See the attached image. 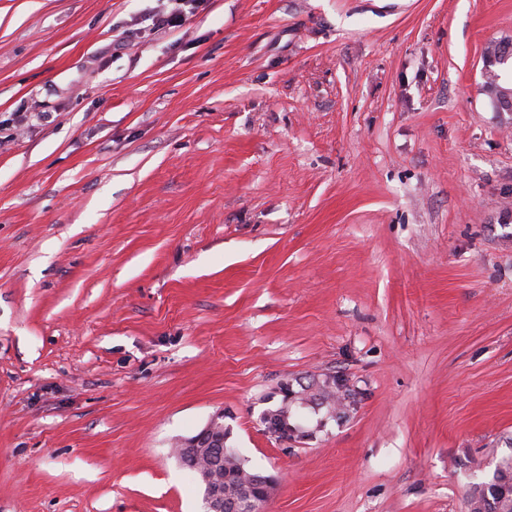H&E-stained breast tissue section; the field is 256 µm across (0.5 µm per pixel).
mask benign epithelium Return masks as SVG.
<instances>
[{"instance_id":"benign-epithelium-1","label":"benign epithelium","mask_w":512,"mask_h":512,"mask_svg":"<svg viewBox=\"0 0 512 512\" xmlns=\"http://www.w3.org/2000/svg\"><path fill=\"white\" fill-rule=\"evenodd\" d=\"M490 68H485L482 91L494 93L504 104L512 108V87L508 88L501 78L491 80ZM212 441L224 442V413L214 416L196 435L178 445L177 457L194 460L193 469L203 487L205 512H262L273 490V480L266 475L255 476L233 465L219 469L200 462L204 448Z\"/></svg>"}]
</instances>
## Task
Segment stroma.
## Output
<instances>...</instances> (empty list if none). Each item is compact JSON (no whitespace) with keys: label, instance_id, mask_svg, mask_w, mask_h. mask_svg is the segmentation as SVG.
<instances>
[{"label":"stroma","instance_id":"1","mask_svg":"<svg viewBox=\"0 0 512 512\" xmlns=\"http://www.w3.org/2000/svg\"><path fill=\"white\" fill-rule=\"evenodd\" d=\"M0 0V512H469L512 460V0ZM287 410L288 434L264 424ZM199 1L204 0H169L172 2L173 7L168 10V6H164L155 14V23L161 29L181 30L184 28L189 20V15L194 13V10L200 4ZM188 7V9H186ZM224 415L219 413L193 437L185 439L177 447V457L183 461L186 457L194 460L193 469L203 487L205 512H261L273 490V480L270 476H255L244 469L233 465L211 468L208 463L200 462L204 448L212 441L224 443ZM223 467V468H222ZM232 486V495L225 493V486Z\"/></svg>","mask_w":512,"mask_h":512}]
</instances>
